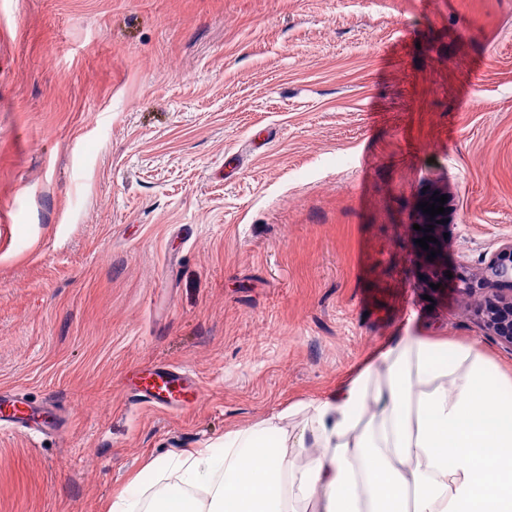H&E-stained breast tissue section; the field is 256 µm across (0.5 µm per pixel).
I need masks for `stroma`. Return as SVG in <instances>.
<instances>
[{
	"label": "stroma",
	"instance_id": "obj_1",
	"mask_svg": "<svg viewBox=\"0 0 512 512\" xmlns=\"http://www.w3.org/2000/svg\"><path fill=\"white\" fill-rule=\"evenodd\" d=\"M511 238L512 0H0V392L47 424L0 431V512H106L406 334L512 373ZM158 361L195 407L129 402ZM487 271L497 281L511 283L512 279V240L503 244L486 265ZM490 293L479 305L483 327L512 350V289L484 288ZM504 290L510 291L509 294Z\"/></svg>",
	"mask_w": 512,
	"mask_h": 512
}]
</instances>
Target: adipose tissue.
Masks as SVG:
<instances>
[{
    "mask_svg": "<svg viewBox=\"0 0 512 512\" xmlns=\"http://www.w3.org/2000/svg\"><path fill=\"white\" fill-rule=\"evenodd\" d=\"M149 468L178 480L107 512H512V378L474 345L406 335L335 394Z\"/></svg>",
    "mask_w": 512,
    "mask_h": 512,
    "instance_id": "1",
    "label": "adipose tissue"
}]
</instances>
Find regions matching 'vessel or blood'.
<instances>
[{"instance_id": "b4317fda", "label": "vessel or blood", "mask_w": 512, "mask_h": 512, "mask_svg": "<svg viewBox=\"0 0 512 512\" xmlns=\"http://www.w3.org/2000/svg\"><path fill=\"white\" fill-rule=\"evenodd\" d=\"M201 395V383L180 367L156 363L141 369L132 381L129 398L167 410H182L195 405ZM34 409L25 398L14 394L0 397V421L9 428H26L29 436H37L38 428L32 427Z\"/></svg>"}]
</instances>
